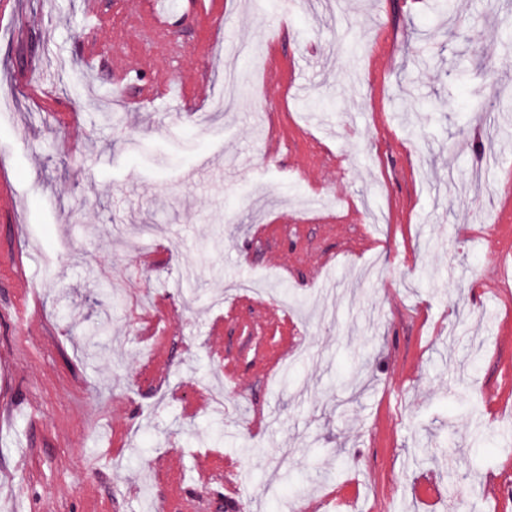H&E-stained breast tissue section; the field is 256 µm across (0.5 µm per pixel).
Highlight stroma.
Here are the masks:
<instances>
[{
    "label": "stroma",
    "mask_w": 512,
    "mask_h": 512,
    "mask_svg": "<svg viewBox=\"0 0 512 512\" xmlns=\"http://www.w3.org/2000/svg\"><path fill=\"white\" fill-rule=\"evenodd\" d=\"M224 0L171 66L101 42L137 0L0 13V512H512V0ZM209 45L196 55L195 38ZM254 47L247 60L231 43ZM241 101L210 115L226 71ZM192 81L125 107L145 84ZM98 105H87L89 93ZM23 296L27 321L13 308ZM109 322L87 355L85 336ZM285 370L252 362L294 341ZM236 357L223 415L197 391ZM454 448L416 465L417 440ZM236 472L197 486L205 458ZM243 498L224 505L225 484Z\"/></svg>",
    "instance_id": "stroma-1"
}]
</instances>
